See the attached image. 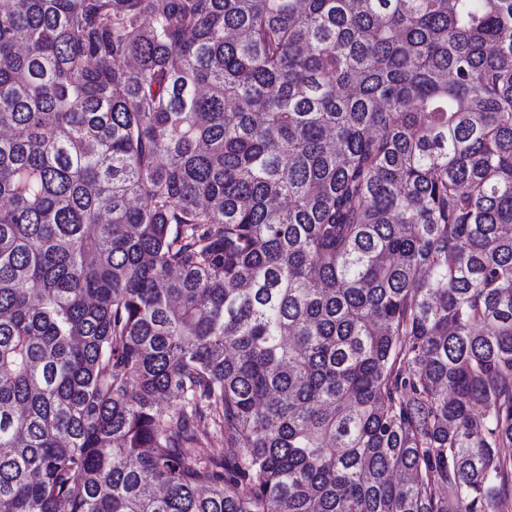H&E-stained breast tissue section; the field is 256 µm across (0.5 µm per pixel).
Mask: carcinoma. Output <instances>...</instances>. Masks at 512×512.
Returning <instances> with one entry per match:
<instances>
[{"mask_svg":"<svg viewBox=\"0 0 512 512\" xmlns=\"http://www.w3.org/2000/svg\"><path fill=\"white\" fill-rule=\"evenodd\" d=\"M0 129V512L512 490V0H0Z\"/></svg>","mask_w":512,"mask_h":512,"instance_id":"cac0c4a2","label":"carcinoma"}]
</instances>
